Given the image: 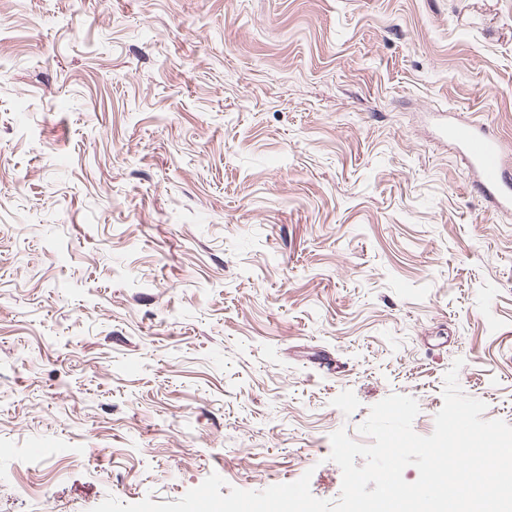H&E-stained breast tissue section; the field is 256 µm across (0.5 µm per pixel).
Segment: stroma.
Masks as SVG:
<instances>
[{
	"label": "stroma",
	"mask_w": 512,
	"mask_h": 512,
	"mask_svg": "<svg viewBox=\"0 0 512 512\" xmlns=\"http://www.w3.org/2000/svg\"><path fill=\"white\" fill-rule=\"evenodd\" d=\"M512 164V0H7L0 512L261 491L413 397L512 425V212L434 117Z\"/></svg>",
	"instance_id": "1"
}]
</instances>
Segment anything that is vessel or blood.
<instances>
[{
  "label": "vessel or blood",
  "mask_w": 512,
  "mask_h": 512,
  "mask_svg": "<svg viewBox=\"0 0 512 512\" xmlns=\"http://www.w3.org/2000/svg\"><path fill=\"white\" fill-rule=\"evenodd\" d=\"M448 135L462 148L478 191L495 208L512 210V170L504 161L502 142L488 130L470 124L449 127Z\"/></svg>",
  "instance_id": "obj_1"
}]
</instances>
